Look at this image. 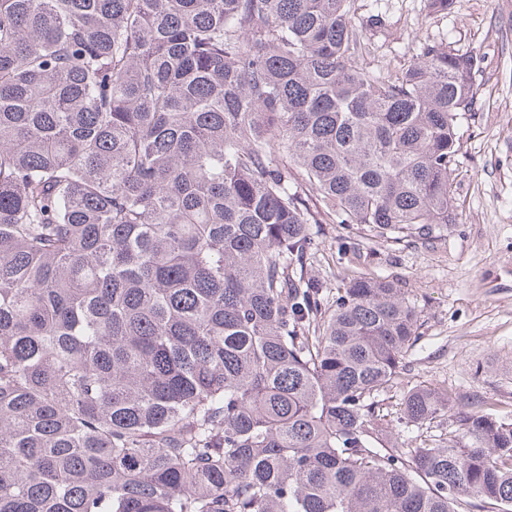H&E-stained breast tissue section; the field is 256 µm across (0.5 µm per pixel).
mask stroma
Instances as JSON below:
<instances>
[{"instance_id": "35a3bbf8", "label": "stroma", "mask_w": 512, "mask_h": 512, "mask_svg": "<svg viewBox=\"0 0 512 512\" xmlns=\"http://www.w3.org/2000/svg\"><path fill=\"white\" fill-rule=\"evenodd\" d=\"M359 61L384 71L423 44L475 55L474 99L459 128L456 222L428 243L323 224L309 269L326 291L355 276L396 282L419 313L401 379L452 394L458 408L512 418V0H357Z\"/></svg>"}]
</instances>
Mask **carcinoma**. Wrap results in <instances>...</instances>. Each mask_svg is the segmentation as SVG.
Masks as SVG:
<instances>
[{
	"label": "carcinoma",
	"instance_id": "cac0c4a2",
	"mask_svg": "<svg viewBox=\"0 0 512 512\" xmlns=\"http://www.w3.org/2000/svg\"><path fill=\"white\" fill-rule=\"evenodd\" d=\"M355 0H0V512H512V420L404 388L398 284L314 227L454 221L477 58L359 64ZM312 188L320 206L312 208ZM399 389H391L382 398H384L383 407L386 408L389 413L388 419L392 420L389 426L390 433L389 439L399 444H405L409 446H418L420 443V437H417L418 433L415 428L407 427L404 423L396 419V403L399 400ZM417 437V438H416Z\"/></svg>",
	"mask_w": 512,
	"mask_h": 512
}]
</instances>
